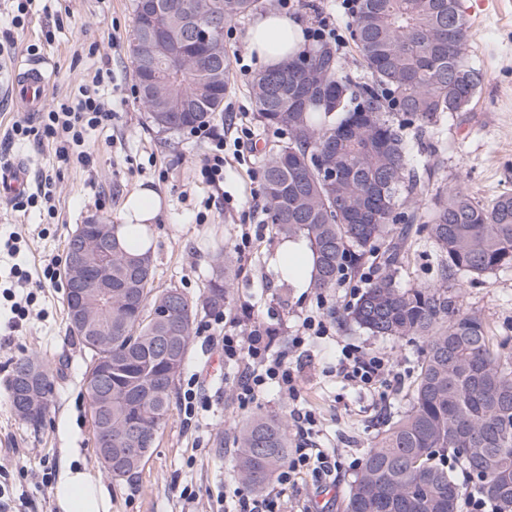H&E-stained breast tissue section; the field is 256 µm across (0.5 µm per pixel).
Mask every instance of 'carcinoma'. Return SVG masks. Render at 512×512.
<instances>
[{"label":"carcinoma","instance_id":"carcinoma-1","mask_svg":"<svg viewBox=\"0 0 512 512\" xmlns=\"http://www.w3.org/2000/svg\"><path fill=\"white\" fill-rule=\"evenodd\" d=\"M257 7L258 0H163L173 30L185 16L203 14L209 44L218 48L205 81L177 58L139 66L145 33L133 25L138 85L150 78L164 83L172 103L168 112L149 113L155 127L178 131L224 111L230 80L224 28ZM468 28L461 0H359L352 29L364 79L342 75L335 47L321 41L296 54L310 57L313 82L290 70V58L257 74L251 87L258 121L288 132V142L263 159L264 212L275 233L308 240L312 287L319 290L335 287L344 271L374 264L376 277L350 308V320L373 336L425 342L412 405L362 458L345 512H458L460 495L448 498L458 486L448 471L450 452L498 512H512V354L494 345L479 316L462 311L456 289L461 277L512 267V193L484 203L459 188L436 190L424 229L437 252V282L402 288L393 274L415 244L409 230L396 228L399 200L428 194L424 178L410 167L406 126L416 124L413 139L421 143L438 113L471 111L485 80L466 56ZM324 164L335 172L329 183L321 176ZM100 231L112 261L94 272L112 284V310L91 296V330H79L70 317L67 329L91 353L84 388L92 424L112 417V434L94 430L98 461L124 477L145 462L169 418L199 310L224 306L231 293L232 258L224 254V264L193 300L177 288H154L152 250L124 245L115 224H80L68 246ZM108 329L112 344L97 345L94 337ZM106 358L112 363L107 406L96 382ZM32 366L40 369L35 393L45 411L53 385L37 358L15 362L9 403H15L18 375ZM127 439L138 442L140 454H121ZM235 442L238 472L256 489L288 459V426L277 416L247 419Z\"/></svg>","mask_w":512,"mask_h":512}]
</instances>
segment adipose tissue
Wrapping results in <instances>:
<instances>
[{"label": "adipose tissue", "instance_id": "obj_1", "mask_svg": "<svg viewBox=\"0 0 512 512\" xmlns=\"http://www.w3.org/2000/svg\"><path fill=\"white\" fill-rule=\"evenodd\" d=\"M246 41L260 64L274 67L301 47L304 33L288 17L268 12L253 20L246 32ZM162 210V199L154 188L146 185L138 187L123 203L121 234H128L133 224L156 223ZM273 264L281 277L295 287H310L313 257L306 239L283 242ZM55 496L61 512H107L109 508L107 494L100 482L79 469L67 468L61 472Z\"/></svg>", "mask_w": 512, "mask_h": 512}]
</instances>
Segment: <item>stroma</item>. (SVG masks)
<instances>
[{"instance_id": "stroma-1", "label": "stroma", "mask_w": 512, "mask_h": 512, "mask_svg": "<svg viewBox=\"0 0 512 512\" xmlns=\"http://www.w3.org/2000/svg\"><path fill=\"white\" fill-rule=\"evenodd\" d=\"M306 9L290 12L302 29L320 18L335 24L342 40L338 53L346 71L363 75L349 36L341 0H309ZM134 0H33L24 27L13 23V0H0V40L10 36L14 48L0 64V137L20 113L7 88L19 63L37 56L49 63L46 103L73 100L79 87L97 70H111L104 93L116 117L90 135L92 161L83 166L63 163L51 140L29 139L13 144L10 162H24L30 181L51 175L56 192V218L44 207L24 211L0 202V232L16 233L19 252L0 255V286L15 287L18 298H29V314L0 344V474L14 496L31 499L35 512H61L54 488H40L30 472L46 467L59 473L66 465L86 470L108 492L109 512H229L231 496L242 485L234 467V436L239 423L256 414L290 419L293 409L311 412L316 421L317 447L334 451L341 466L336 478L317 480L305 472L286 487L280 498L288 512H344V499L365 451L375 437L411 404L414 379L423 357L421 339L396 342L373 336L344 319L359 298L357 288L335 287L323 292L295 288L281 281L269 264L281 242L263 211V189L256 172L263 155L287 142L285 131L260 123L251 96L252 76L259 73L244 35L252 16L229 24L224 44L251 68L242 76L232 69L224 110L214 125L227 128L246 120L255 132L244 149L245 162L227 157L224 190L216 192L200 176L204 147L186 130L158 131L135 95L136 80L129 52ZM470 18L467 54L483 69L485 84L471 111L440 113L433 133L414 148L412 164L433 171L437 187H457L489 201L512 193V0H462ZM153 187L166 204L161 223L152 227L155 285L175 287L198 298L214 271L219 252H234L241 225H250L253 241L245 257L235 260L234 288L223 311L242 327L260 323L272 332L277 351H284L301 375V397L292 401L267 389L248 407H240L233 386L238 369L224 363L219 346L211 344L203 326L217 313L199 311V328L190 344L183 377L200 373L211 408L200 421H186L173 405L150 457L137 473L115 478L98 462V449L85 398L84 374L90 354L66 329V280L43 276L50 262L64 264L67 242L77 225L88 221L117 224L126 197L139 185ZM28 271L23 284L9 276L12 266ZM396 280L404 288H422L437 280L434 250L427 237L402 259ZM464 311L479 315L491 335L512 352V268L463 287ZM324 319L327 332L304 338L307 316ZM384 354L398 373L396 381L373 390L356 387L336 371L342 347ZM36 357L48 363L54 377V397L40 428H32L13 412L8 391L16 361ZM192 490L193 501L181 496Z\"/></svg>"}]
</instances>
